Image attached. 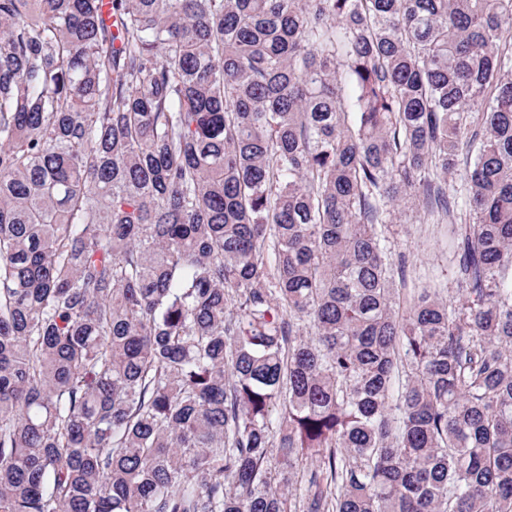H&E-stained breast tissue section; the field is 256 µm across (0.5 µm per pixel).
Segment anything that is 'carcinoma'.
<instances>
[{
	"mask_svg": "<svg viewBox=\"0 0 512 512\" xmlns=\"http://www.w3.org/2000/svg\"><path fill=\"white\" fill-rule=\"evenodd\" d=\"M511 31L0 0V512H512ZM459 170L461 297L403 307ZM413 199L393 207V223L386 224L397 273L398 288H440L447 298L457 295L452 268V224H422Z\"/></svg>",
	"mask_w": 512,
	"mask_h": 512,
	"instance_id": "1",
	"label": "carcinoma"
}]
</instances>
